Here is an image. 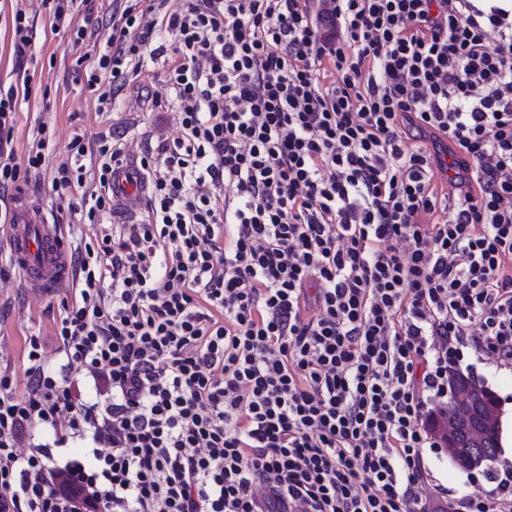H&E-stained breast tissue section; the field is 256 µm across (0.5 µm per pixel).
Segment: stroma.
<instances>
[{"instance_id":"1","label":"stroma","mask_w":512,"mask_h":512,"mask_svg":"<svg viewBox=\"0 0 512 512\" xmlns=\"http://www.w3.org/2000/svg\"><path fill=\"white\" fill-rule=\"evenodd\" d=\"M19 4L33 19L36 36L33 56L26 62L32 77V95L17 112L10 142L16 159H24L42 125L50 133L48 151L56 157L65 153L74 136L90 139L116 126L135 130L124 150L128 156L140 154L141 137L173 139L179 136L174 109L168 103H156L151 98L152 92L161 88L166 70L176 60L175 54L145 60L137 72L129 74L123 92L110 110L100 111L96 97L86 88L85 70L78 66L77 60L83 55L95 58L111 38L108 17L112 0H94V10L90 13L76 8L74 24L92 31L91 38L78 47L72 45L69 31L52 30L49 12L42 0H0L1 87H9L18 79L9 20ZM28 191L55 213L68 240L94 241L100 231L99 225L69 223V197L52 192L49 180L29 186ZM72 298V286L68 283L46 295L31 293L17 278L0 283V371L8 373L17 382H25V340L33 334L39 335L44 344L47 367L58 370L56 328L64 303ZM463 362L470 365L471 376L496 392L501 400V451L494 461L471 472L457 469L448 458L438 459L434 454H427L429 484L447 489L452 500L466 492L487 488V472L512 465V366L500 367L486 362L471 349L465 350Z\"/></svg>"}]
</instances>
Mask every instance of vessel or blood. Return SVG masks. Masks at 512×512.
Wrapping results in <instances>:
<instances>
[{"mask_svg": "<svg viewBox=\"0 0 512 512\" xmlns=\"http://www.w3.org/2000/svg\"><path fill=\"white\" fill-rule=\"evenodd\" d=\"M148 191V182L136 159L116 164L112 173V206L123 219L138 213ZM12 222L9 251L22 274L25 288L45 295L69 279L60 225L50 223L42 205L31 202L25 193H16L10 202Z\"/></svg>", "mask_w": 512, "mask_h": 512, "instance_id": "vessel-or-blood-1", "label": "vessel or blood"}]
</instances>
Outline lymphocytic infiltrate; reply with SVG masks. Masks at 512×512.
I'll list each match as a JSON object with an SVG mask.
<instances>
[{
	"label": "lymphocytic infiltrate",
	"instance_id": "lymphocytic-infiltrate-1",
	"mask_svg": "<svg viewBox=\"0 0 512 512\" xmlns=\"http://www.w3.org/2000/svg\"><path fill=\"white\" fill-rule=\"evenodd\" d=\"M322 3L113 7L87 89L110 106L163 32L182 136L140 158L145 219L72 248L61 372L32 335L26 383L0 373V512H441L422 451L444 448L448 367L512 364V10ZM31 94L0 88V193L48 171L98 223L120 135L51 168L41 131L15 162ZM437 170L459 197L427 224ZM488 480L463 512H512V470Z\"/></svg>",
	"mask_w": 512,
	"mask_h": 512
}]
</instances>
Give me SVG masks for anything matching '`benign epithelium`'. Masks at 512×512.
<instances>
[{"label":"benign epithelium","instance_id":"7a95c632","mask_svg":"<svg viewBox=\"0 0 512 512\" xmlns=\"http://www.w3.org/2000/svg\"><path fill=\"white\" fill-rule=\"evenodd\" d=\"M467 409L476 411L475 423L470 430L472 441H481L500 430L501 412L493 393L488 387L476 384L466 390L452 387L448 410L437 416L435 432L447 442L448 458L451 462H462L473 470L481 467L483 460L474 455L459 457L455 453L460 417Z\"/></svg>","mask_w":512,"mask_h":512}]
</instances>
